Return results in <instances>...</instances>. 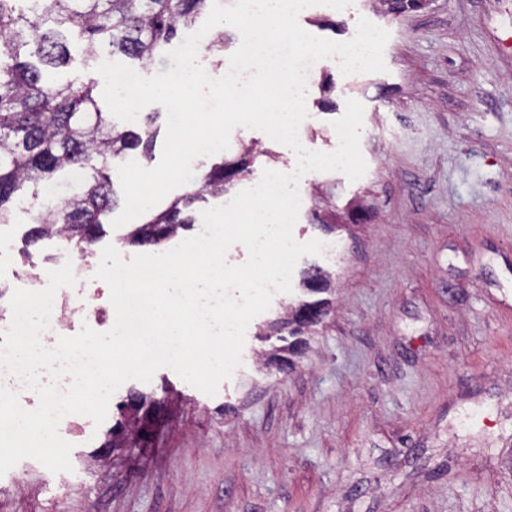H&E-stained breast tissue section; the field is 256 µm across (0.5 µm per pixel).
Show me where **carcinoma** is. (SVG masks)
<instances>
[{"mask_svg":"<svg viewBox=\"0 0 512 512\" xmlns=\"http://www.w3.org/2000/svg\"><path fill=\"white\" fill-rule=\"evenodd\" d=\"M13 2L0 0V224L12 223L28 188L79 171L66 199L30 214L28 238L55 234L70 246L89 245L124 203L111 187V169L138 149L152 160L150 128L158 114L146 115L136 131L120 129L100 110L94 82H62L47 69L69 64L72 42L86 44L90 58L102 47L151 61L191 34L213 0H32L17 14ZM253 151L247 147L237 161L212 166L199 187L134 227L129 243L161 245L191 227L197 202L224 195L235 177L252 173Z\"/></svg>","mask_w":512,"mask_h":512,"instance_id":"obj_1","label":"carcinoma"}]
</instances>
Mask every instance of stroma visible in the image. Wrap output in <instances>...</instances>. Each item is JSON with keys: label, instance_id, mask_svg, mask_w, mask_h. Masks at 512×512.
Instances as JSON below:
<instances>
[{"label": "stroma", "instance_id": "obj_1", "mask_svg": "<svg viewBox=\"0 0 512 512\" xmlns=\"http://www.w3.org/2000/svg\"><path fill=\"white\" fill-rule=\"evenodd\" d=\"M389 33L380 73L322 62L307 109L320 151L336 148L346 99L364 106L367 169L315 172L300 190L305 256L291 292L246 331L242 365L209 396L162 368L84 419L77 473L36 460L0 477V512H512V0H425L386 14L377 0L300 13L308 33L354 37L359 18ZM259 155L230 194L289 148L236 128L196 174ZM56 188L25 192L0 224V277L23 266L29 213ZM331 275L328 313L295 366L269 324L308 300L305 271ZM154 401L135 437L92 461L129 392Z\"/></svg>", "mask_w": 512, "mask_h": 512}]
</instances>
